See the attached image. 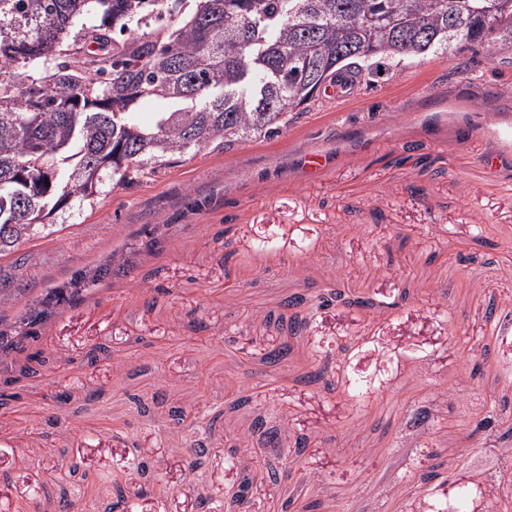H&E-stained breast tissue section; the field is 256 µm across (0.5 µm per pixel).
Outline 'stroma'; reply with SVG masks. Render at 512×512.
<instances>
[{"label":"stroma","mask_w":512,"mask_h":512,"mask_svg":"<svg viewBox=\"0 0 512 512\" xmlns=\"http://www.w3.org/2000/svg\"><path fill=\"white\" fill-rule=\"evenodd\" d=\"M424 58L382 74L342 100L319 97L267 142L201 151L133 187L104 185L94 207L71 202L61 229L0 258V314L17 318L76 271L113 254L133 263L40 331L53 360L0 408V512L36 495L80 493L83 512H105L123 493L133 512H201L242 479L224 443L288 424L304 435L286 458L291 477L255 483L252 512H430L429 491L403 479L417 442L437 453L438 493L484 481L489 512L512 498V454L475 422L489 405L512 407V63ZM273 242V252L258 243ZM337 289L347 301L314 311L288 361L265 355L285 331L254 313ZM398 299L364 314L349 299ZM203 325L191 327V317ZM347 344L343 374L385 383L361 408L307 383L313 347ZM106 354L87 363L97 346ZM428 358L392 368L395 357ZM66 394L57 406L56 392ZM427 432L408 424L417 400ZM56 425H48L49 417ZM210 447L200 466L191 423ZM494 455L491 475L470 466ZM155 465L140 475L134 460ZM79 461L80 473L68 464Z\"/></svg>","instance_id":"obj_1"}]
</instances>
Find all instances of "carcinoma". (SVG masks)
<instances>
[{
	"label": "carcinoma",
	"instance_id": "1",
	"mask_svg": "<svg viewBox=\"0 0 512 512\" xmlns=\"http://www.w3.org/2000/svg\"><path fill=\"white\" fill-rule=\"evenodd\" d=\"M90 14L101 23L76 29ZM168 0H0V256L48 230L69 196L93 205L106 178L129 186L176 157L268 141L301 118L326 83L425 56L512 51V0H198L174 22ZM165 110L152 127L130 108ZM123 264L76 273L33 300L8 329L0 358L24 351L51 313L92 293ZM52 361L43 349L19 367ZM351 376L356 407L382 386ZM420 451V484L435 476ZM485 493L463 486L432 512H476Z\"/></svg>",
	"mask_w": 512,
	"mask_h": 512
}]
</instances>
